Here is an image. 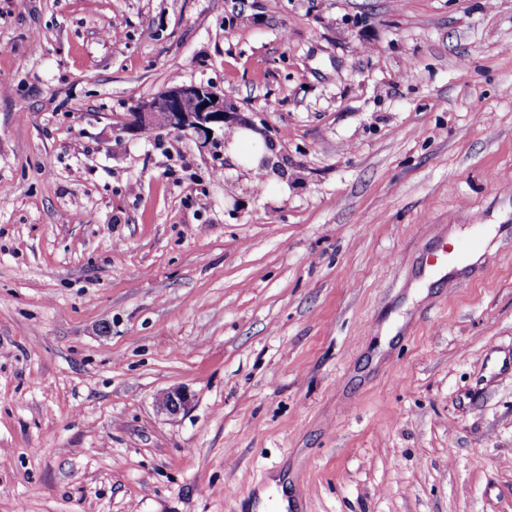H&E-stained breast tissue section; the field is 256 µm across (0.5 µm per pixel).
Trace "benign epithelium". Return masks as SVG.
Instances as JSON below:
<instances>
[{"label":"benign epithelium","instance_id":"7a95c632","mask_svg":"<svg viewBox=\"0 0 512 512\" xmlns=\"http://www.w3.org/2000/svg\"><path fill=\"white\" fill-rule=\"evenodd\" d=\"M228 118L224 95L211 86L189 85L167 89L156 97L137 105L135 111L118 117L121 129L135 132L142 126L189 132L208 142V132L224 128ZM189 402L183 387L164 391L157 398L160 411L174 415Z\"/></svg>","mask_w":512,"mask_h":512}]
</instances>
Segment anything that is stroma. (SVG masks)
I'll return each mask as SVG.
<instances>
[{
	"mask_svg": "<svg viewBox=\"0 0 512 512\" xmlns=\"http://www.w3.org/2000/svg\"><path fill=\"white\" fill-rule=\"evenodd\" d=\"M510 84L512 0H0V512H512ZM227 114L223 94L211 86L189 85L167 89L140 103L134 112L118 117L117 123L122 130L132 132L145 125L190 132L206 143L216 130L224 128ZM226 153L234 165L249 169L255 176L267 175L266 163L272 151L255 131L248 128L234 130ZM156 402L160 411L174 415L187 406L189 396L184 387L178 386L161 393Z\"/></svg>",
	"mask_w": 512,
	"mask_h": 512,
	"instance_id": "1",
	"label": "stroma"
}]
</instances>
